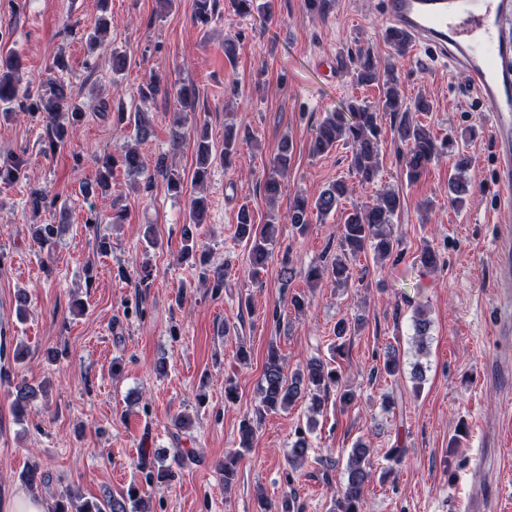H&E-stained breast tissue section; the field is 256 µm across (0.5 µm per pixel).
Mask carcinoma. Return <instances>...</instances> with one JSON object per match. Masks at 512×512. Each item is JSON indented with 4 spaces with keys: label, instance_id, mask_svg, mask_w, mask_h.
I'll return each mask as SVG.
<instances>
[{
    "label": "carcinoma",
    "instance_id": "obj_1",
    "mask_svg": "<svg viewBox=\"0 0 512 512\" xmlns=\"http://www.w3.org/2000/svg\"><path fill=\"white\" fill-rule=\"evenodd\" d=\"M216 0H194L195 19L206 23L215 14ZM339 69L352 71L354 79L360 84L382 83V97L378 106L352 104L349 106L352 120L345 119L343 113L332 112L323 119L315 130L312 142L313 152L324 154L331 151L339 140H344L352 147L351 169L359 182L373 184L380 172V142L381 127L378 123V113L390 112L399 117L394 127L396 139L405 146L402 162L406 169L407 179L417 181L423 171L436 159L454 153L455 141L446 138L438 140L425 126L410 118L411 111L427 112L430 105L427 98L420 97L413 107L403 105L396 83L391 78H383L379 61L375 54L369 50L361 51L357 55H341L336 58ZM18 57H9L8 62L0 61V113L8 116L15 108L24 106L44 108L46 122L44 125L45 137L52 145L63 144L67 137L69 126L81 121L84 116L83 109L70 102L71 96L67 93V85L53 79L49 85L33 88L30 85H20ZM113 122L118 126L134 125L135 137L145 138L149 135L148 127L137 112H126L119 108L115 112ZM238 133L234 126L224 127V159L229 160L237 151ZM197 166L193 173L196 185L204 183L208 171L207 162L212 154V145L204 139L195 143ZM293 153V145L288 139H283L277 152L268 160V168L264 180V190L269 199L273 200L280 190V178L288 173ZM127 171L140 174L143 172V162L137 149L128 147L122 156ZM469 166V158L454 153V174L448 178V195L455 205L465 202L469 194V184L464 173ZM156 168L167 178L169 191L179 194L183 190L181 176L168 169L165 158L157 159ZM27 178L24 164L20 161H3L0 163V182L5 185L16 184ZM112 179V161L102 162L93 182L85 184V195L103 192L110 186ZM347 192V186L340 180L323 190L314 200L304 197H295L288 213V221L299 233H304L309 224V213L317 212L327 215L336 206L340 198ZM402 201L398 193L384 190L376 195L375 203L368 208L355 212L343 224L339 243V253L335 255L331 266L326 268L312 267L305 273L306 280L316 284L324 276L333 278L339 284L350 278L347 259L349 256L372 248L381 257H391L397 252L398 242L386 230L392 218L400 211ZM204 201L196 197L185 224L180 229V257L185 259L193 256L198 248V229L202 224ZM59 226L55 224H41L37 230L35 240L40 248L50 247L57 235ZM238 236L245 241L248 247L249 261L252 266V275L257 276L271 258L276 244L275 219L271 218L265 224L251 222L249 213L241 212L238 224ZM361 318H355L350 324L345 320L337 322L335 329L336 344L332 347V357H341L344 354L346 337L357 332L361 327ZM382 368L390 376L397 375L402 369L400 353L395 349L386 352ZM344 405L351 404L355 399L352 389L343 384L337 367L331 362L320 358L308 361L304 370L287 376L284 373L281 357L274 345H269L262 378L259 385V402L254 414L245 417L241 422L242 440L235 452L224 457V485H230L234 477L235 464L243 452L251 448V440L255 432V424L259 423L264 415L277 409H285L296 401L308 397L311 400V409L320 410L322 403L331 394ZM37 398V390L28 385L15 386L11 409L15 417L23 419L27 407ZM312 452L311 443L305 432L298 431L295 440L291 443L288 452V463L291 466L302 464ZM345 480L337 492L333 512H362V502L366 485L372 475L370 463V448L359 440L348 453L344 469ZM68 504L60 503L55 512H145L141 507V499L135 489L120 494L108 491L102 498L88 501L83 496L72 491L67 495ZM259 512H297L296 498L292 495L284 496L280 504L272 506L262 500L258 504Z\"/></svg>",
    "mask_w": 512,
    "mask_h": 512
}]
</instances>
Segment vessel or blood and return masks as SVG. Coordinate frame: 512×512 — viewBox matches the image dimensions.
<instances>
[{
    "instance_id": "1",
    "label": "vessel or blood",
    "mask_w": 512,
    "mask_h": 512,
    "mask_svg": "<svg viewBox=\"0 0 512 512\" xmlns=\"http://www.w3.org/2000/svg\"><path fill=\"white\" fill-rule=\"evenodd\" d=\"M391 28L413 49L466 72L490 116L499 209L512 211V0H382ZM500 260L490 282L498 339L512 335V226L502 225Z\"/></svg>"
}]
</instances>
